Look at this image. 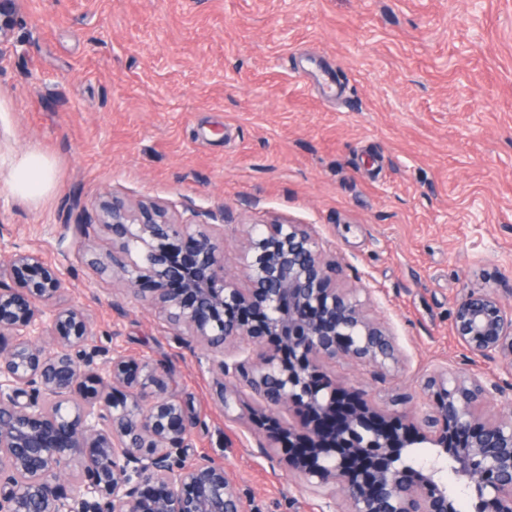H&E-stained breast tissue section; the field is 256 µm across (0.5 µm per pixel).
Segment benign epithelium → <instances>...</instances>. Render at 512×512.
<instances>
[{"mask_svg": "<svg viewBox=\"0 0 512 512\" xmlns=\"http://www.w3.org/2000/svg\"><path fill=\"white\" fill-rule=\"evenodd\" d=\"M15 2L0 0V45ZM95 220L112 232L103 272L216 357L221 374L239 370L225 345L245 346L250 372L220 384L224 416L240 418L248 389L261 405L249 416L261 452L327 512L338 499L345 512H458L450 471L474 512H512L511 388L441 367L424 383L423 409L383 414L324 377L326 362L384 374L401 352L366 310L374 289L337 288L339 266L303 225L246 234L230 269L222 224L117 198L99 201ZM64 288L35 253L17 247L0 262V337L11 338L0 343V512H245L224 467L185 460L194 418L169 366L106 350L82 311L59 304ZM453 328L473 354L512 372V314L495 294L468 292ZM282 410L307 418L287 427ZM415 447L435 451L419 469L405 463Z\"/></svg>", "mask_w": 512, "mask_h": 512, "instance_id": "obj_1", "label": "benign epithelium"}]
</instances>
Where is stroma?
<instances>
[{"instance_id":"stroma-1","label":"stroma","mask_w":512,"mask_h":512,"mask_svg":"<svg viewBox=\"0 0 512 512\" xmlns=\"http://www.w3.org/2000/svg\"><path fill=\"white\" fill-rule=\"evenodd\" d=\"M34 149L38 199L11 188ZM109 195L223 224L231 268L251 227L308 226L396 335L387 374L324 367L378 410L422 407L442 366L506 378L452 321L473 288L512 308V0H20L0 45V245L61 271L100 345L172 366L188 459L224 466L246 512H322L225 419L203 351L93 266L112 234L80 212ZM52 184V169L43 153L35 150L18 161L12 183L15 192L35 199L44 195Z\"/></svg>"}]
</instances>
